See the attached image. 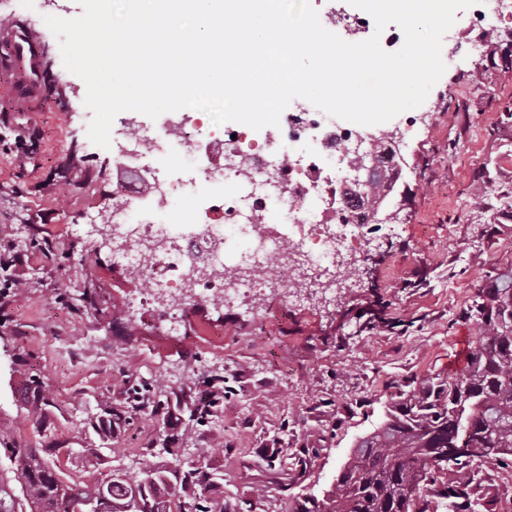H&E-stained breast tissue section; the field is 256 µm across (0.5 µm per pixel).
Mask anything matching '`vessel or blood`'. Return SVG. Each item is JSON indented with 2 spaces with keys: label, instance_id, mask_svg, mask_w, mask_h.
<instances>
[{
  "label": "vessel or blood",
  "instance_id": "b4317fda",
  "mask_svg": "<svg viewBox=\"0 0 512 512\" xmlns=\"http://www.w3.org/2000/svg\"><path fill=\"white\" fill-rule=\"evenodd\" d=\"M0 42L8 47L0 56V94L23 108L28 95L44 81L49 61L41 41L31 27L13 24L0 28Z\"/></svg>",
  "mask_w": 512,
  "mask_h": 512
}]
</instances>
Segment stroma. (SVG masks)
<instances>
[{"mask_svg":"<svg viewBox=\"0 0 512 512\" xmlns=\"http://www.w3.org/2000/svg\"><path fill=\"white\" fill-rule=\"evenodd\" d=\"M78 0H0V20L31 21L49 49L51 77L34 111L0 121L1 135L36 134L28 159L0 155V242L19 224H34L56 244L55 256L25 251L10 272L35 281L23 297L0 302V423L40 447L21 388L32 366L48 377L57 408L48 423L56 439L83 451L96 447L89 427L122 409L130 382L163 380L194 402L224 379V433L203 435L188 415L143 412L115 430L98 471L77 469L85 482L119 469L128 482L172 457L148 449L159 434L177 448H206L224 494L237 503L267 492L266 512H288L295 495L324 497L361 436L385 419L398 388L453 373L477 335L465 319L478 288L512 268V17L498 23L480 56H472L468 10L456 13L457 53L429 93L433 110L409 136L402 185L389 208L402 232L372 258V274L331 307L292 309L288 282L254 317L235 310L194 312L182 335L166 336L133 316L128 300L146 283L108 273L110 255L68 236L86 211L112 206V152L92 144L83 113L86 85L68 71L45 16L75 18ZM94 284L107 312L77 310L58 299L60 282ZM384 321L356 333L359 314ZM304 456L306 469L270 470L275 449Z\"/></svg>","mask_w":512,"mask_h":512,"instance_id":"1","label":"stroma"}]
</instances>
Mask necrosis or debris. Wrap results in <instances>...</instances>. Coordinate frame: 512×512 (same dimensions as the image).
Instances as JSON below:
<instances>
[{
  "mask_svg": "<svg viewBox=\"0 0 512 512\" xmlns=\"http://www.w3.org/2000/svg\"><path fill=\"white\" fill-rule=\"evenodd\" d=\"M111 139L120 172L112 209L67 232L108 250L113 273L147 277L133 306L171 336L190 305L252 316L284 273L297 309L308 289L331 301L354 287L346 261L374 253L382 229L347 191L354 160L372 154L384 175L401 161L392 139L365 138L307 101L257 131L166 112L123 119ZM224 184L231 193H218ZM182 212L187 220L171 223Z\"/></svg>",
  "mask_w": 512,
  "mask_h": 512,
  "instance_id": "necrosis-or-debris-1",
  "label": "necrosis or debris"
}]
</instances>
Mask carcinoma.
I'll return each instance as SVG.
<instances>
[{"label":"carcinoma","instance_id":"obj_1","mask_svg":"<svg viewBox=\"0 0 512 512\" xmlns=\"http://www.w3.org/2000/svg\"><path fill=\"white\" fill-rule=\"evenodd\" d=\"M0 285L11 297L34 287L13 278ZM467 317L479 336L464 366L407 384L380 426L356 441L334 489L322 499L297 498L292 512H496L498 497L481 473L512 463V269L478 291ZM24 391L28 414L46 432L57 409L47 377L31 373ZM172 394L174 387L159 380L133 383L125 410L92 425L99 447L110 448L113 427L133 414L169 409ZM223 404L224 388L217 387L210 401L187 407L189 420L219 433ZM0 447L10 449L14 481L0 485V512H71L60 500L61 480L94 512H237L238 504L218 492L224 475L207 467L208 448L167 470L150 468L135 484L117 470L87 484L62 468L61 457L73 450L59 442L34 448L0 428Z\"/></svg>","mask_w":512,"mask_h":512}]
</instances>
